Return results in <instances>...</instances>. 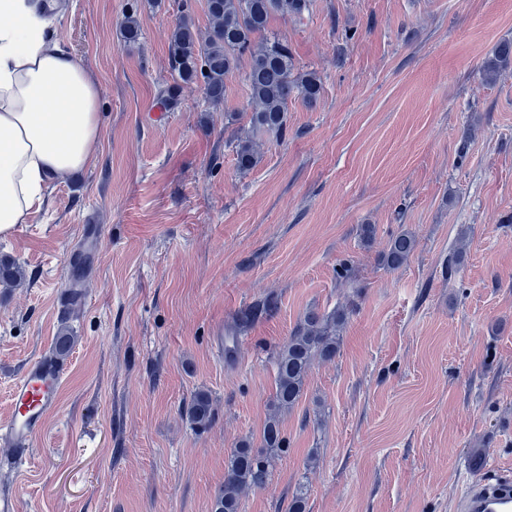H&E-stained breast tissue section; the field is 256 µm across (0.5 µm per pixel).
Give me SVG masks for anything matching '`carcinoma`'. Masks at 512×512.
<instances>
[{
	"label": "carcinoma",
	"instance_id": "obj_1",
	"mask_svg": "<svg viewBox=\"0 0 512 512\" xmlns=\"http://www.w3.org/2000/svg\"><path fill=\"white\" fill-rule=\"evenodd\" d=\"M311 0H206L208 27L199 30L191 19L182 17L169 34V66L174 84L164 90V106L178 104L180 84L200 81L208 102H224L226 80L236 69L239 57L249 54L245 79L248 98L244 111L249 128L232 143L237 169L248 172L261 158L257 135L276 140L287 132L288 104L300 96L308 104L320 95V79L314 73H295L294 58L288 45L271 38L258 39L272 16H299L310 11ZM512 65V41L499 43L482 67L484 81L492 82ZM412 232L402 229L388 241L381 261L389 269L403 266L416 249ZM23 279L22 267L13 259L0 258V285L14 287ZM347 322V310L329 313L311 310L293 330L275 356V392L272 413L263 430V449L256 451L243 442L231 454L224 485L214 499L213 512H238L240 498L247 488L263 485L275 459L286 449L280 430V414L298 405L306 379L314 364L336 357ZM188 416L195 425L206 427L212 419L208 393L194 396Z\"/></svg>",
	"mask_w": 512,
	"mask_h": 512
}]
</instances>
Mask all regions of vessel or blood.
<instances>
[{
  "label": "vessel or blood",
  "mask_w": 512,
  "mask_h": 512,
  "mask_svg": "<svg viewBox=\"0 0 512 512\" xmlns=\"http://www.w3.org/2000/svg\"><path fill=\"white\" fill-rule=\"evenodd\" d=\"M61 382L58 359L46 357L32 361L12 385V417L0 436L11 446L15 465L27 460L46 416L57 406ZM457 512H512V474L471 483L457 502Z\"/></svg>",
  "instance_id": "1"
}]
</instances>
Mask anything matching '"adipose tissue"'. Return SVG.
<instances>
[{"mask_svg":"<svg viewBox=\"0 0 512 512\" xmlns=\"http://www.w3.org/2000/svg\"><path fill=\"white\" fill-rule=\"evenodd\" d=\"M60 0H0V234L94 165L99 90L52 27Z\"/></svg>","mask_w":512,"mask_h":512,"instance_id":"obj_1","label":"adipose tissue"}]
</instances>
